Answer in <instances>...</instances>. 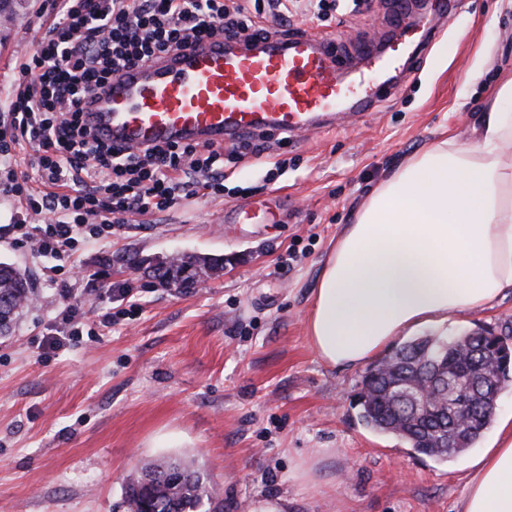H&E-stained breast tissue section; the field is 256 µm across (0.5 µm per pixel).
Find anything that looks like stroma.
<instances>
[{
	"label": "stroma",
	"instance_id": "stroma-1",
	"mask_svg": "<svg viewBox=\"0 0 512 512\" xmlns=\"http://www.w3.org/2000/svg\"><path fill=\"white\" fill-rule=\"evenodd\" d=\"M54 17L47 0H0V102ZM293 21L351 60L389 35L393 13L390 0H363L354 15ZM508 73L512 12L460 0L399 91L285 144L271 133L261 158L225 163L223 196L182 198L83 245L68 299L8 232L19 203L0 198V261L25 270L37 295L0 335V512H128L142 461L175 457L195 460L224 512H250L259 496L286 498L289 512H457L469 454L439 462L364 427L365 367L325 365L305 320L328 250L366 195L431 142L468 143L487 87ZM242 204L267 206L270 222L228 220ZM183 253L223 256L224 270L177 291L129 265ZM70 303L93 333L50 348L49 321ZM478 327L512 335V289L424 332ZM305 460L316 484L295 476Z\"/></svg>",
	"mask_w": 512,
	"mask_h": 512
}]
</instances>
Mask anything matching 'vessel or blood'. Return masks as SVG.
<instances>
[{"instance_id": "vessel-or-blood-1", "label": "vessel or blood", "mask_w": 512, "mask_h": 512, "mask_svg": "<svg viewBox=\"0 0 512 512\" xmlns=\"http://www.w3.org/2000/svg\"><path fill=\"white\" fill-rule=\"evenodd\" d=\"M382 49L364 45L361 69L345 72L332 42L303 33L245 45L221 37L125 69L82 102L83 118L119 147L188 141L233 142L246 131L271 129L298 136L342 103L368 111L392 84H370L377 69L407 74V62L438 36L436 26L398 25Z\"/></svg>"}]
</instances>
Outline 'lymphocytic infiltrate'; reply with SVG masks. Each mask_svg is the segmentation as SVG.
Segmentation results:
<instances>
[{
	"label": "lymphocytic infiltrate",
	"instance_id": "obj_1",
	"mask_svg": "<svg viewBox=\"0 0 512 512\" xmlns=\"http://www.w3.org/2000/svg\"><path fill=\"white\" fill-rule=\"evenodd\" d=\"M58 18L22 65L7 109L0 113V193L24 201L31 224L13 230L38 259H53L52 284L76 288L69 270L79 246L110 238L127 217L171 208L178 199L224 193V158L262 156L266 133L239 137L231 152L213 145L168 143L120 151L88 130L82 98L127 66L187 48L209 37L250 42L291 32L289 0H60ZM276 22H256L259 14ZM30 148L41 186L19 170Z\"/></svg>",
	"mask_w": 512,
	"mask_h": 512
}]
</instances>
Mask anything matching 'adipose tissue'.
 Listing matches in <instances>:
<instances>
[{
    "instance_id": "ef3b65f1",
    "label": "adipose tissue",
    "mask_w": 512,
    "mask_h": 512,
    "mask_svg": "<svg viewBox=\"0 0 512 512\" xmlns=\"http://www.w3.org/2000/svg\"><path fill=\"white\" fill-rule=\"evenodd\" d=\"M383 179L337 235L306 318L317 356L364 365L398 336L512 288V77L473 126ZM459 512H512V426L470 464Z\"/></svg>"
}]
</instances>
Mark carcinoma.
<instances>
[{
	"label": "carcinoma",
	"instance_id": "cac0c4a2",
	"mask_svg": "<svg viewBox=\"0 0 512 512\" xmlns=\"http://www.w3.org/2000/svg\"><path fill=\"white\" fill-rule=\"evenodd\" d=\"M181 265L199 264L224 270V258L183 254ZM34 293L25 272L16 265L0 261V334L9 331L20 314L22 296ZM488 330L469 332L465 351L443 341L441 336H422L383 357L362 380L359 420L367 427L404 439L417 453L447 462L456 454L474 447L492 424L496 389L512 384V345L508 338L490 339ZM462 380L471 375L487 378L495 388L479 391L457 405L463 387L433 412L396 398L398 391L418 383L428 384L434 372ZM468 412V423L452 447H443L455 430L457 409ZM127 502L148 512H224V502L216 496L209 478L191 460H156L144 464L141 478L128 490Z\"/></svg>",
	"mask_w": 512,
	"mask_h": 512
}]
</instances>
